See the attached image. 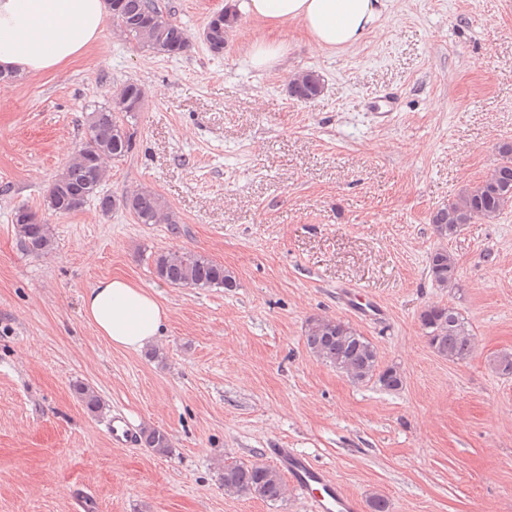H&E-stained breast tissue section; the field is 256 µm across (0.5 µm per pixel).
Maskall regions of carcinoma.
<instances>
[{"label": "carcinoma", "instance_id": "obj_1", "mask_svg": "<svg viewBox=\"0 0 512 512\" xmlns=\"http://www.w3.org/2000/svg\"><path fill=\"white\" fill-rule=\"evenodd\" d=\"M108 12L127 38L158 54L178 56L189 46L186 30L162 10L156 0H108ZM236 22L233 9L213 15L203 37L214 54L224 52L228 32ZM324 92V80L314 71L295 75L288 93L300 101H314ZM144 99L143 86L128 81L112 94L107 106L88 115L84 141L75 150L65 169L52 181L45 200L47 210L65 215L94 202L104 214L122 206L139 224H176V214L158 194L136 189L126 192L119 201L101 193L105 166L109 161L124 159L131 151L137 132L138 112ZM512 208V144L499 147V159L488 175L464 190L456 200L438 209L431 218L436 235L454 238L469 224L493 223ZM13 224L22 250L32 255H46L53 249L50 225L28 207L14 211ZM155 276L172 286L190 288L237 287L232 273L208 257L192 251L157 254L153 260ZM428 272L440 288L457 285L456 259L448 249L434 250L428 260ZM420 322L436 353L452 362L468 359L474 350V336L462 315L447 305H432L420 314ZM305 343L322 362L336 368L355 383L376 381L387 390H398L403 376L395 366L380 368L374 343L352 324L336 318L314 316L305 327ZM74 391L87 412H102L103 402L89 385L78 382ZM141 442L157 455H167L172 444L167 432L158 428L142 431ZM220 480L230 496L248 495L265 502L285 498L286 483L275 469L263 464L224 465Z\"/></svg>", "mask_w": 512, "mask_h": 512}]
</instances>
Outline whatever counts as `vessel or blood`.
Instances as JSON below:
<instances>
[{
	"label": "vessel or blood",
	"instance_id": "obj_1",
	"mask_svg": "<svg viewBox=\"0 0 512 512\" xmlns=\"http://www.w3.org/2000/svg\"><path fill=\"white\" fill-rule=\"evenodd\" d=\"M109 436L118 447H134L139 443L136 428L119 414L112 419ZM269 455L303 495L310 512H364L360 499L329 479L322 468L296 449L273 448Z\"/></svg>",
	"mask_w": 512,
	"mask_h": 512
}]
</instances>
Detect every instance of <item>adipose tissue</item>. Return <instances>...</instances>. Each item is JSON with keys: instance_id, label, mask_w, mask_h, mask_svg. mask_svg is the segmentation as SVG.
Returning <instances> with one entry per match:
<instances>
[{"instance_id": "1", "label": "adipose tissue", "mask_w": 512, "mask_h": 512, "mask_svg": "<svg viewBox=\"0 0 512 512\" xmlns=\"http://www.w3.org/2000/svg\"><path fill=\"white\" fill-rule=\"evenodd\" d=\"M385 0H240V12L267 35L247 51L251 65L272 67L285 51L278 34L303 27L312 52L355 47L376 26ZM107 0H0V70L36 75L74 58L104 30ZM83 315L112 346L137 351L161 335L167 308L121 276L104 278L83 296Z\"/></svg>"}]
</instances>
